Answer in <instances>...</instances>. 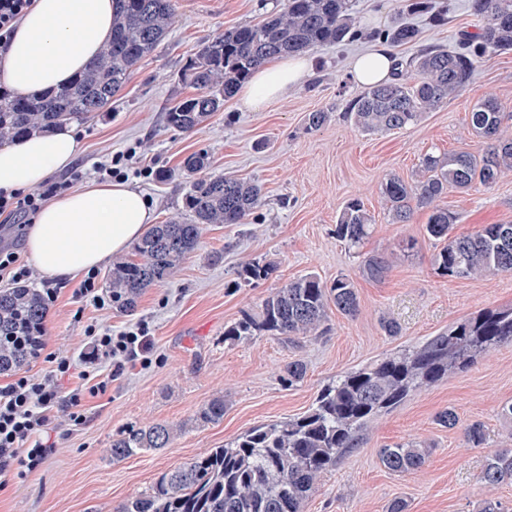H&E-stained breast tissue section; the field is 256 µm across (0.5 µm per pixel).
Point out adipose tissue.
Masks as SVG:
<instances>
[{
	"instance_id": "obj_1",
	"label": "adipose tissue",
	"mask_w": 512,
	"mask_h": 512,
	"mask_svg": "<svg viewBox=\"0 0 512 512\" xmlns=\"http://www.w3.org/2000/svg\"><path fill=\"white\" fill-rule=\"evenodd\" d=\"M113 0H35L0 55V82L37 96L67 84L112 37ZM396 59L384 46L356 56L352 78L365 86L390 80ZM311 68L307 57L278 60L254 73L241 92L253 109L287 95ZM78 133L68 122L0 146V190H29L73 163ZM156 219L151 200L123 181H91L46 203L27 235L37 266L56 278L97 268L137 240Z\"/></svg>"
}]
</instances>
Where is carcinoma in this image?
Listing matches in <instances>:
<instances>
[{"instance_id":"1","label":"carcinoma","mask_w":512,"mask_h":512,"mask_svg":"<svg viewBox=\"0 0 512 512\" xmlns=\"http://www.w3.org/2000/svg\"><path fill=\"white\" fill-rule=\"evenodd\" d=\"M176 0H116L112 40L99 57L72 81L39 96L0 90V141L44 133L61 121H81L102 111L124 86L133 69L151 56L166 36ZM480 18L475 33L451 48L431 46L397 60L396 78L353 98L347 119L365 133L402 129L422 114L448 103L470 81L486 54L512 51V0H470ZM351 0H279L266 17L228 30L191 55L183 81L198 93L166 112L173 129L188 132L224 107L238 86L271 59L328 44L360 39ZM394 46L416 41V29L399 23L375 34ZM512 115L494 96L481 98L470 112L471 133L487 141L479 156L426 153L420 178L409 183L391 175L381 184V201L393 224L407 223L414 209L429 211V237L443 242L433 255L437 272L448 278L512 274V224H488L470 235L449 236L456 213L440 205L451 189L490 187L512 171V136L502 134ZM207 154L194 153L183 163L192 177L184 198L187 217L155 224L134 244L135 258L112 263L108 288L112 307L132 312L143 292L166 282L199 246L207 224H243L262 204L259 185L227 174H207ZM371 216L358 198L350 199L337 219L336 237L358 250L369 234ZM390 260L365 254L364 277L380 280ZM271 267L254 260L239 278L248 284L266 279ZM352 317L359 308L353 282L338 277L327 284L313 273L286 282L267 296L260 312H245L224 328V340L241 342L268 335L295 344L321 329L330 309ZM47 319L40 289L18 283L0 289V375L29 361L33 337ZM512 343V307L488 309L430 337L420 347L382 357L344 373L321 389L303 415L252 427L219 448L162 473L151 488L124 501L117 512H302L321 473L358 447L363 431L413 393L463 370L501 343ZM300 360L283 368L290 386L303 381ZM224 419V397L208 401L194 415L201 423ZM183 425H131L112 438L111 458L122 460L143 451L169 447ZM472 448L485 446L483 426L465 428ZM422 443H397L379 451L391 473L417 472L426 463ZM480 481L488 487L512 483V448L491 453Z\"/></svg>"}]
</instances>
